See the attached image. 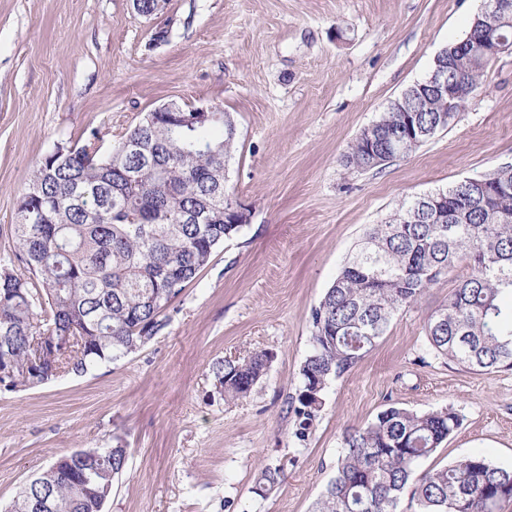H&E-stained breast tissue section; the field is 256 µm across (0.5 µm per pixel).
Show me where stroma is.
<instances>
[{"mask_svg":"<svg viewBox=\"0 0 512 512\" xmlns=\"http://www.w3.org/2000/svg\"><path fill=\"white\" fill-rule=\"evenodd\" d=\"M484 0H0V256L20 196L57 144H116L175 101L235 120L226 164L249 221L167 309V326L84 375L0 392V512L58 457L128 451L103 512H313L350 428L390 406L449 407L460 425L423 468L472 454L512 468V370H470L430 346L429 317L457 266L399 311L330 381L306 441L290 410L311 311L366 229L406 199L512 165V54L487 70L455 123L382 170L343 155L389 101L462 40ZM164 41H155L158 30ZM273 352L250 394L224 400L211 366ZM283 470L256 494L265 466Z\"/></svg>","mask_w":512,"mask_h":512,"instance_id":"1","label":"stroma"}]
</instances>
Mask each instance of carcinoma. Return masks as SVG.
I'll return each instance as SVG.
<instances>
[{"instance_id": "1", "label": "carcinoma", "mask_w": 512, "mask_h": 512, "mask_svg": "<svg viewBox=\"0 0 512 512\" xmlns=\"http://www.w3.org/2000/svg\"><path fill=\"white\" fill-rule=\"evenodd\" d=\"M453 65L441 78L456 85L454 105L428 90V79L406 90L404 111L388 104L371 130L343 157L357 170L381 169L400 156L389 148L407 130L424 144L456 120L482 85L480 57L458 41ZM233 118L222 112L190 132L170 117H142L105 155L99 138L58 145L36 166L20 198L11 255L0 262V388L13 392L44 384L63 372L83 374L137 351L167 325L172 301L211 262L240 224L224 223V167L237 142ZM135 142L160 171L138 167ZM487 185L512 182V165L476 177ZM403 201L371 225L319 305L311 312L312 351L300 368L294 436L307 440L327 384L375 346L391 320L439 276L464 262L470 274L428 320L431 347L480 372L512 370V195L490 210L467 181ZM55 348L35 354V335ZM267 351L212 364L216 393L239 399L265 374ZM445 407L425 413L391 406L345 438L336 469L314 512H399L410 493L415 512H497L512 499V469L481 454L417 471L459 427ZM92 472L79 451L54 480L22 485L6 512H102L124 472V448L99 449ZM266 467L260 491L280 482Z\"/></svg>"}]
</instances>
